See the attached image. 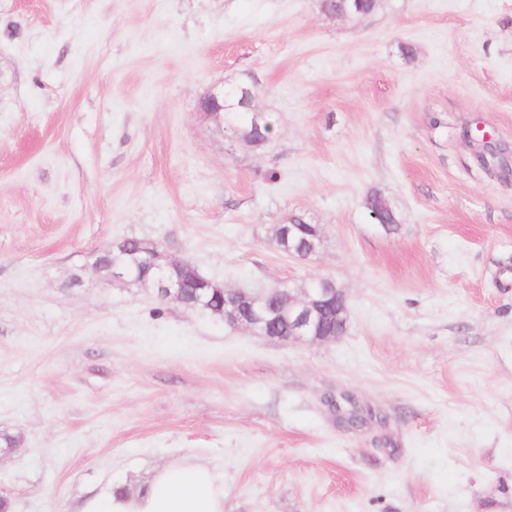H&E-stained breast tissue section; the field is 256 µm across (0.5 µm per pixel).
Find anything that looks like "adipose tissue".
I'll return each mask as SVG.
<instances>
[{
    "label": "adipose tissue",
    "instance_id": "adipose-tissue-1",
    "mask_svg": "<svg viewBox=\"0 0 512 512\" xmlns=\"http://www.w3.org/2000/svg\"><path fill=\"white\" fill-rule=\"evenodd\" d=\"M78 512H224V481L204 464L174 462L157 469L143 489L105 491Z\"/></svg>",
    "mask_w": 512,
    "mask_h": 512
}]
</instances>
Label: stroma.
Listing matches in <instances>:
<instances>
[{
  "label": "stroma",
  "mask_w": 512,
  "mask_h": 512,
  "mask_svg": "<svg viewBox=\"0 0 512 512\" xmlns=\"http://www.w3.org/2000/svg\"><path fill=\"white\" fill-rule=\"evenodd\" d=\"M413 59H405L403 47ZM251 85L255 149L196 111ZM491 135L479 165L466 130ZM512 0H0V493L75 512L188 459L225 512H512ZM385 197L395 224L372 223ZM317 256L283 255L292 215ZM156 242L227 288L330 277L280 342L118 283ZM346 392L384 415L338 427ZM323 11L332 16L356 18L374 12L378 0H322ZM369 217L375 224H395L397 221L390 204L379 194L373 193L367 198Z\"/></svg>",
  "instance_id": "35a3bbf8"
}]
</instances>
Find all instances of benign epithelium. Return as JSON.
<instances>
[{
	"label": "benign epithelium",
	"mask_w": 512,
	"mask_h": 512,
	"mask_svg": "<svg viewBox=\"0 0 512 512\" xmlns=\"http://www.w3.org/2000/svg\"><path fill=\"white\" fill-rule=\"evenodd\" d=\"M227 88L216 85L199 96L197 108L199 114L216 124L218 131H224V100ZM276 237L288 241V249L304 247L308 256L319 254V237L317 231L303 232V228L288 225V229L275 230ZM139 253L141 261L155 272L154 287L158 297L186 305L184 300L185 278L179 272L192 270V263L171 257L159 245L151 240H142ZM96 267L106 273L114 281L141 282L131 276L125 269L106 264L99 259ZM314 287L305 289L299 295H293L286 288H278L276 292L282 300L283 311L288 314V335L279 337L281 341H300L315 343L335 340L342 336L348 320L347 297L343 289L336 287V282L328 277L312 280ZM224 322L228 325L267 335L262 322L264 320V292L242 289L224 290Z\"/></svg>",
	"instance_id": "7a95c632"
}]
</instances>
